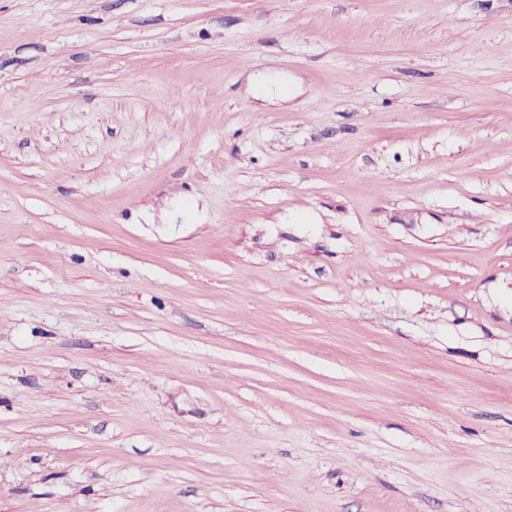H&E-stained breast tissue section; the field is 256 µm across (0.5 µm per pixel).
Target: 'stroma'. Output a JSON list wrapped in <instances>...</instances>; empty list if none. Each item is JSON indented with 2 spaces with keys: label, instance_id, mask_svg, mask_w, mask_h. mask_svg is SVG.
Masks as SVG:
<instances>
[{
  "label": "stroma",
  "instance_id": "stroma-1",
  "mask_svg": "<svg viewBox=\"0 0 512 512\" xmlns=\"http://www.w3.org/2000/svg\"><path fill=\"white\" fill-rule=\"evenodd\" d=\"M0 512H512V0H0Z\"/></svg>",
  "mask_w": 512,
  "mask_h": 512
}]
</instances>
